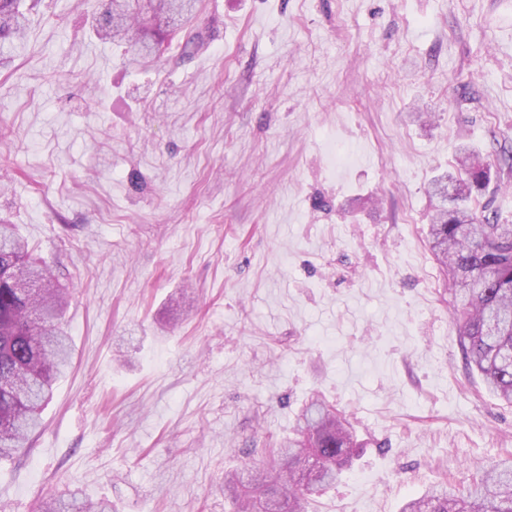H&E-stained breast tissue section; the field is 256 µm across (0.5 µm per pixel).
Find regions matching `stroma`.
<instances>
[{"label": "stroma", "mask_w": 512, "mask_h": 512, "mask_svg": "<svg viewBox=\"0 0 512 512\" xmlns=\"http://www.w3.org/2000/svg\"><path fill=\"white\" fill-rule=\"evenodd\" d=\"M109 0H39L0 57V222L72 298L73 360L0 467V512H232L315 395L359 445L311 512H400L512 461L428 244L474 150L512 222V0H200L148 62ZM204 45L183 55L187 33ZM41 512H112L105 502H89L82 499V494L72 492L66 498L50 497L40 505Z\"/></svg>", "instance_id": "stroma-1"}]
</instances>
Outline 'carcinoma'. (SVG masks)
<instances>
[{
    "label": "carcinoma",
    "instance_id": "cac0c4a2",
    "mask_svg": "<svg viewBox=\"0 0 512 512\" xmlns=\"http://www.w3.org/2000/svg\"><path fill=\"white\" fill-rule=\"evenodd\" d=\"M26 0H0V54L24 38ZM190 0H110L96 19L103 41L131 42L141 58L143 46L168 36L190 19ZM464 178L454 185L441 177L432 189L447 187L452 206H442L429 226V245L448 272L453 316L461 322L467 364L489 389L512 406V224H502L489 203L481 202L490 167L479 157L460 160ZM34 249L15 225L0 224V462L24 447L40 425L71 354L64 323L68 294L51 271L32 257ZM356 443L346 417L318 398L300 414L293 435L274 450L275 466L227 477L238 492L237 512H309L310 496L338 481L351 463ZM40 512H112L105 502H89L72 492L51 497ZM402 512H512V464L483 469L472 487L453 490L434 485L409 500Z\"/></svg>",
    "mask_w": 512,
    "mask_h": 512
}]
</instances>
